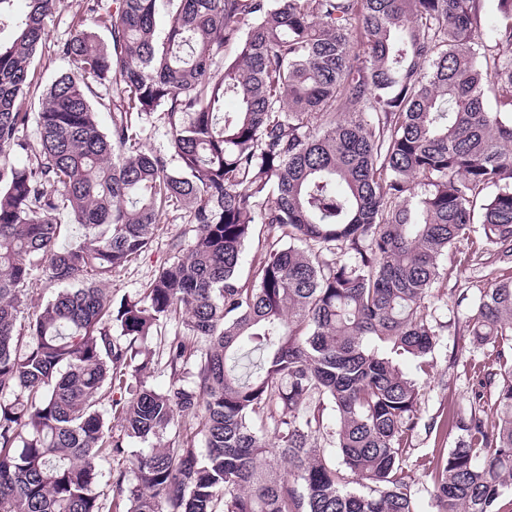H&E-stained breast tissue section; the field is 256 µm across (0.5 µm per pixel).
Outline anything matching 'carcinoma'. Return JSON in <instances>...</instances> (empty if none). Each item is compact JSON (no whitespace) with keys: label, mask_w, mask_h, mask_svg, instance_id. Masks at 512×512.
Instances as JSON below:
<instances>
[{"label":"carcinoma","mask_w":512,"mask_h":512,"mask_svg":"<svg viewBox=\"0 0 512 512\" xmlns=\"http://www.w3.org/2000/svg\"><path fill=\"white\" fill-rule=\"evenodd\" d=\"M14 2L0 0L15 25L0 42V512H417L403 462L420 390L400 363L431 366L440 260L475 223L485 283L459 289L473 307L457 335L488 361L427 470L437 512H495L512 481V274L496 275L512 269V0L481 53L483 0H87L58 45L71 71L38 97L56 0L17 20ZM95 84L112 91L106 132ZM157 112L167 153L137 147L134 118ZM33 121L38 147L16 163ZM62 206L78 245L58 244ZM171 207L193 238L115 300L112 273ZM37 272L59 287L40 304ZM171 320L170 383L148 387L147 341ZM328 410L337 462L313 444ZM177 414L195 425L165 444ZM267 424L283 471L264 462ZM129 439L148 447L106 504L98 458H127ZM260 231V225L256 226L254 230V236L251 240H249L245 245L243 261L240 268V278L241 282L246 285L252 281V274L254 270L258 267L261 258H263V250L258 244V235Z\"/></svg>","instance_id":"carcinoma-1"}]
</instances>
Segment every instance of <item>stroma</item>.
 <instances>
[{
	"label": "stroma",
	"instance_id": "1",
	"mask_svg": "<svg viewBox=\"0 0 512 512\" xmlns=\"http://www.w3.org/2000/svg\"><path fill=\"white\" fill-rule=\"evenodd\" d=\"M86 0H59L53 17L47 24L46 35L39 49L30 77L34 85L47 88L57 77L69 72V61L58 53V45L70 37L79 19L86 16ZM194 235L192 225L183 223L180 214L168 210L155 229L148 251L129 262L112 277L111 289L114 296L135 295L149 283L159 266L170 260L169 244L172 239H190ZM480 231H472L470 239L462 243L454 253L442 258L441 279L438 287L442 294L439 302L429 308L431 323L437 333L434 352V366L429 372L416 369L414 363L406 361L401 365L404 373L419 387L422 397L418 426L413 433L411 449L404 467L411 478V492L418 512H436L431 496V482L422 464L433 449L454 447L456 433L436 434L429 423L448 404L466 407L471 396V383L464 368L467 363L483 360L486 352L482 349L460 347L454 334L453 322L464 317L468 305H457L451 295L453 289L467 287L475 281L477 272L468 264L467 258L474 243L480 242Z\"/></svg>",
	"mask_w": 512,
	"mask_h": 512
}]
</instances>
